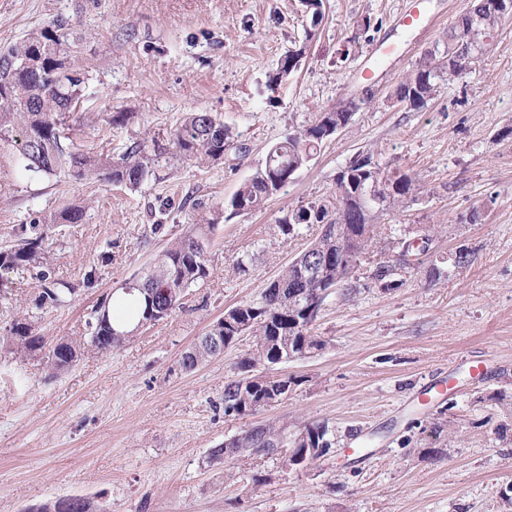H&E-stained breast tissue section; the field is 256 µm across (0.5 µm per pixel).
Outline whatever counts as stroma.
I'll use <instances>...</instances> for the list:
<instances>
[{
    "label": "stroma",
    "mask_w": 512,
    "mask_h": 512,
    "mask_svg": "<svg viewBox=\"0 0 512 512\" xmlns=\"http://www.w3.org/2000/svg\"><path fill=\"white\" fill-rule=\"evenodd\" d=\"M473 0H323L319 22L300 0H0V49L56 19L80 38L88 88L74 136L120 153L130 138L166 143L190 112L220 118L232 143L220 163L178 162L131 191L96 179H28L0 142V246L19 225L74 203L78 224L51 227L55 278L76 285L66 305L38 304L35 271L0 280V336L27 319L47 344L86 335L88 315L136 278L199 218L227 205L269 148L339 101L351 122L310 164L249 214L210 236L209 275L182 308L109 354L86 346L49 376L42 356L0 347V512H35L84 496L108 512H512V18L472 73L438 81L419 110L397 101L403 75L443 43ZM418 9L422 22L398 18ZM397 51L375 56V46ZM300 65L269 85L280 59ZM132 113L123 127L113 113ZM408 174L416 191L375 217L353 286L325 301L311 357L265 368L287 397L247 415L224 412L226 380L251 348L241 337L195 369L183 354L228 309L260 301L268 283L321 233L284 236L289 210L334 194L357 154ZM427 242L426 252L406 244ZM472 261L454 267L458 250ZM111 260L99 264L101 251ZM247 268L238 271L237 259ZM394 269L396 287L375 279ZM96 269L93 288L82 285ZM493 372L469 379L467 359ZM455 374L452 394L423 387ZM267 421L323 422L331 453L306 468L273 459L223 464L209 449ZM373 439L363 458L351 451ZM265 480L256 485L253 472Z\"/></svg>",
    "instance_id": "35a3bbf8"
}]
</instances>
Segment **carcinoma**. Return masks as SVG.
Wrapping results in <instances>:
<instances>
[{"mask_svg":"<svg viewBox=\"0 0 512 512\" xmlns=\"http://www.w3.org/2000/svg\"><path fill=\"white\" fill-rule=\"evenodd\" d=\"M512 18V0H475L469 13L461 16L448 30L443 48L444 64L434 65L435 55L423 61L416 70L406 74L397 85L396 96L402 100L412 96V108L427 105L436 90L435 78L450 81L464 77L472 65L490 47L504 18ZM79 38L68 20L61 18L36 33L26 36L0 51V141L11 142L15 132L22 139L15 164L34 178L60 176L96 177L129 189L140 187L147 180H161L160 172L174 166L176 161L200 160L218 163L230 141L224 123L209 112H190L170 132L168 145L145 138L129 140L117 156L102 149L79 148L70 137L71 128L81 122L75 112L87 87V73L78 66ZM302 52L284 56L270 83L288 76L297 69ZM345 103L340 101L322 109L311 124L294 133L268 151L264 166L245 180L227 204L230 215L248 214L260 208L280 191L276 180L296 174L307 166L324 142L323 131L336 125L343 116ZM382 190L379 212L393 210L404 203L415 190L414 181L406 174H397L388 168L367 162L349 164L336 177L335 200L312 201L291 210L280 221V229L287 238L298 234L304 224L344 225L342 241L334 233H323L309 245L314 253L327 254L331 261L325 277L305 279L292 261L282 270L276 282L283 287L281 294L265 289L258 303L239 305L228 310L233 324L218 320L211 328L215 336H241L253 339L249 356L240 362L239 369L251 380L249 401L240 396L244 378L224 383V414L246 415L265 409L268 388L280 384L264 375H255L259 366L274 360V347L268 344L278 337L279 348L296 355L308 356L323 349L324 341L312 334L317 312L298 311L295 295L325 301L326 290L346 288L361 255L371 245L372 225L359 217V202L366 197L372 182ZM85 208L70 204L58 212V220L68 224L80 223ZM223 218V211L203 216L201 223L184 237L170 243L155 259L153 266L133 285H121L112 293V308L105 317L92 311L88 321L90 341L99 350L110 352L121 348L131 339L130 325L158 322L182 307L188 288L208 276L206 250L197 239L207 237ZM46 228L36 223L20 225L12 244L0 248V279L15 271H37L40 282L38 301L47 307H61L75 292L70 283L52 277V251L45 246ZM6 343L21 357L36 355L44 348L42 337L34 333L32 324L22 319L15 321L6 337ZM84 342L78 339L58 341L45 354L46 365L59 374L76 362ZM324 442L317 461L327 456L332 448L328 426L324 422H306L288 430V425L277 422L260 423L240 435L232 437L235 456L256 458L260 449L280 446L285 455L282 466L295 465L290 450L301 452L313 447L312 437ZM35 512H107L106 508L89 498L75 497L65 502L57 499L36 508Z\"/></svg>","mask_w":512,"mask_h":512,"instance_id":"obj_1","label":"carcinoma"}]
</instances>
